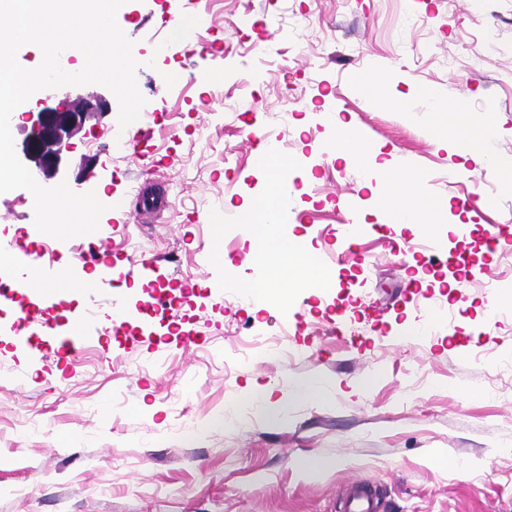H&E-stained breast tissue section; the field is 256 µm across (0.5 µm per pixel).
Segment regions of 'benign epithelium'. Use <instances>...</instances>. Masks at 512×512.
Masks as SVG:
<instances>
[{
	"label": "benign epithelium",
	"mask_w": 512,
	"mask_h": 512,
	"mask_svg": "<svg viewBox=\"0 0 512 512\" xmlns=\"http://www.w3.org/2000/svg\"><path fill=\"white\" fill-rule=\"evenodd\" d=\"M104 106L101 96L88 93L78 94L61 106L46 105L41 111L30 113L32 131L23 141V157L44 175H57L71 140Z\"/></svg>",
	"instance_id": "benign-epithelium-1"
}]
</instances>
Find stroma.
<instances>
[{"mask_svg": "<svg viewBox=\"0 0 512 512\" xmlns=\"http://www.w3.org/2000/svg\"><path fill=\"white\" fill-rule=\"evenodd\" d=\"M116 19L139 63L144 118L119 128L117 99L99 87L107 107L73 139L64 171L34 178L129 209L146 183L167 206L128 225L108 210L95 233L59 249L34 230L28 190L0 193V249L52 246L51 262L78 275L109 241L108 295L78 291L67 307L96 304L105 322L111 299L130 310L123 333L102 332L73 358L13 342L34 290L0 301V512H348L363 483L376 512H512V306L491 317L488 297L512 290V178L439 144L464 112L512 155V0H126ZM373 72L384 83L363 90L358 76ZM431 87L455 111L413 108ZM336 114L433 177L432 195L451 204L436 217L445 253L391 255L420 227L392 223L362 172L319 154ZM251 129L293 160L284 237L321 267L342 250V224L366 225L371 272L342 263L335 287L292 289L284 309L224 296L227 275L255 277L242 260L255 237L236 208L271 185ZM474 190L483 202L471 209ZM493 225L506 242L490 278ZM131 254L154 271L128 275ZM419 271L431 283L410 287ZM160 292L175 300L173 323L151 329L144 311ZM368 298L386 311L365 314ZM179 321L196 344H183ZM258 338L282 348H253ZM301 381L323 398H303ZM253 382L270 399L249 405L248 422L225 423Z\"/></svg>", "mask_w": 512, "mask_h": 512, "instance_id": "obj_1", "label": "stroma"}]
</instances>
